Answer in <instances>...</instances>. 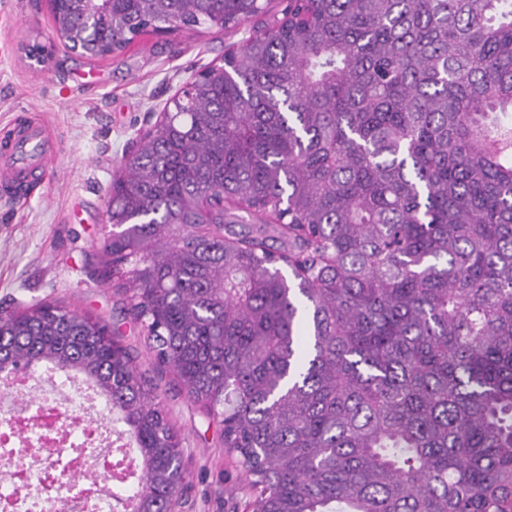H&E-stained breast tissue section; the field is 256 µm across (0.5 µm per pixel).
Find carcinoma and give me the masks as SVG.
<instances>
[{"label":"carcinoma","instance_id":"1","mask_svg":"<svg viewBox=\"0 0 512 512\" xmlns=\"http://www.w3.org/2000/svg\"><path fill=\"white\" fill-rule=\"evenodd\" d=\"M105 58L262 0H55ZM125 154L98 264L220 420L253 512H512V0H291ZM75 371L176 512L180 434L109 326L0 312V372Z\"/></svg>","mask_w":512,"mask_h":512}]
</instances>
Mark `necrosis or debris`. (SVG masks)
<instances>
[{
    "label": "necrosis or debris",
    "instance_id": "necrosis-or-debris-1",
    "mask_svg": "<svg viewBox=\"0 0 512 512\" xmlns=\"http://www.w3.org/2000/svg\"><path fill=\"white\" fill-rule=\"evenodd\" d=\"M14 391L28 406L0 400V512H114L111 484L135 460L114 449L108 403L71 374L23 375Z\"/></svg>",
    "mask_w": 512,
    "mask_h": 512
}]
</instances>
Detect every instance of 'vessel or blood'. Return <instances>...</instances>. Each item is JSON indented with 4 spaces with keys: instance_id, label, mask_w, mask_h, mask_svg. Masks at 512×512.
<instances>
[{
    "instance_id": "obj_1",
    "label": "vessel or blood",
    "mask_w": 512,
    "mask_h": 512,
    "mask_svg": "<svg viewBox=\"0 0 512 512\" xmlns=\"http://www.w3.org/2000/svg\"><path fill=\"white\" fill-rule=\"evenodd\" d=\"M58 148L44 121H26L11 142L0 144V191L13 193L27 182L44 180Z\"/></svg>"
}]
</instances>
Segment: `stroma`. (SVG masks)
I'll return each instance as SVG.
<instances>
[{"instance_id":"stroma-1","label":"stroma","mask_w":512,"mask_h":512,"mask_svg":"<svg viewBox=\"0 0 512 512\" xmlns=\"http://www.w3.org/2000/svg\"><path fill=\"white\" fill-rule=\"evenodd\" d=\"M252 24L217 34L139 36L123 52L88 60L58 39L48 0H0V134L19 116L47 120L59 149L50 176L26 199L0 197V311L58 300L104 321L151 379L185 449L177 512H244L248 486L221 428L159 368L123 295L96 268L112 177L137 135L195 72L221 64ZM43 47L47 65L27 56Z\"/></svg>"}]
</instances>
